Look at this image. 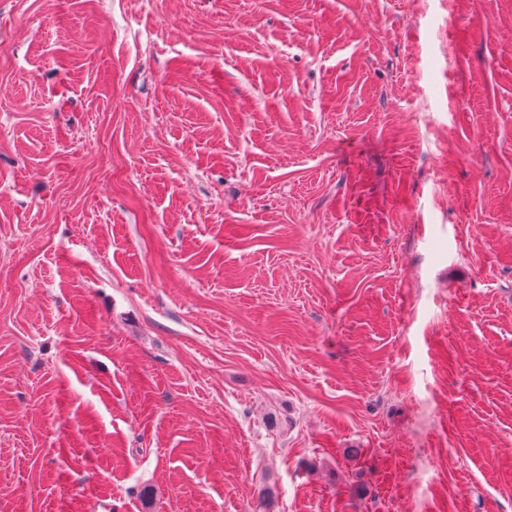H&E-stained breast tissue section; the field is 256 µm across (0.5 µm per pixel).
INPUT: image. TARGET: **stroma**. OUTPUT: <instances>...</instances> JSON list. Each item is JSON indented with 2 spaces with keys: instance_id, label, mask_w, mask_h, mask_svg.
Returning <instances> with one entry per match:
<instances>
[{
  "instance_id": "obj_1",
  "label": "stroma",
  "mask_w": 512,
  "mask_h": 512,
  "mask_svg": "<svg viewBox=\"0 0 512 512\" xmlns=\"http://www.w3.org/2000/svg\"><path fill=\"white\" fill-rule=\"evenodd\" d=\"M0 512H512V0H0Z\"/></svg>"
}]
</instances>
